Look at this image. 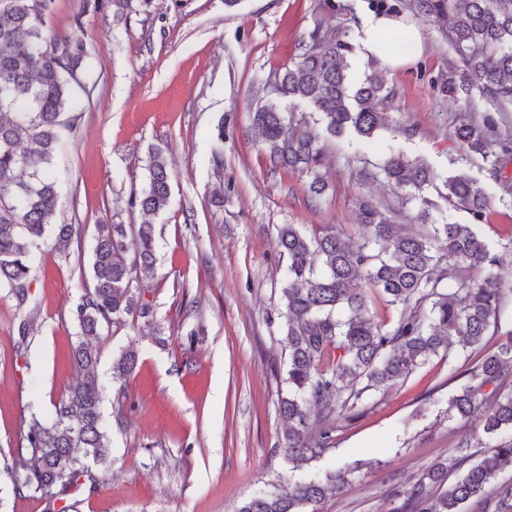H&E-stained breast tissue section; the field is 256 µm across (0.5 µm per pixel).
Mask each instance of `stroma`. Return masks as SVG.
<instances>
[{
    "label": "stroma",
    "mask_w": 512,
    "mask_h": 512,
    "mask_svg": "<svg viewBox=\"0 0 512 512\" xmlns=\"http://www.w3.org/2000/svg\"><path fill=\"white\" fill-rule=\"evenodd\" d=\"M371 13L369 0H239L232 8L224 0H122L103 10L55 0L50 31L77 35L87 47L75 89L81 118L58 159L54 217L79 234L65 254L42 245L29 305L16 308L0 288V459L21 443L31 413H50L76 378L70 311L90 279L97 225L141 222L128 199L145 186L153 153L165 157L171 186L167 208L153 219L158 263L138 283L151 316L127 315L93 341L101 413L112 424L110 463L103 484L66 497L68 512H236L259 488L291 475L277 409L288 393V353L276 229L334 224L354 232L360 197L396 203L383 181L357 185L359 160L379 162L391 146L441 176L477 178L492 201L480 231L512 269V202L449 137L460 118L490 105L437 93L432 81L455 53L436 26L410 12L402 17L421 32L423 53L383 74L397 92L392 116L414 136L325 137L327 187L316 200L304 174L269 171L252 124L266 78L293 64L317 22L356 44ZM132 341L138 366L113 380L112 361ZM498 342L452 349L355 402L335 423L333 448L300 468L325 475L356 465L318 512H391L396 495L433 463L489 455L482 433L458 448L465 427L449 419L447 402L465 369Z\"/></svg>",
    "instance_id": "stroma-1"
}]
</instances>
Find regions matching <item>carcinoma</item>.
<instances>
[{"mask_svg":"<svg viewBox=\"0 0 512 512\" xmlns=\"http://www.w3.org/2000/svg\"><path fill=\"white\" fill-rule=\"evenodd\" d=\"M54 0H0V288L17 306L30 299V273L40 242L69 249L72 224H52L60 205L57 155L63 131L78 119V84L83 43L51 34L47 17ZM377 12L412 15L436 25L459 61L434 80L443 95L476 91L492 104H512V0H370ZM355 47L348 36H328L318 23L308 33L293 66L265 82L267 99L253 123L264 145L269 170L296 169L309 177L311 197L326 188L321 134L350 130L372 138L390 125L387 108L396 91L372 69L354 84L348 57ZM304 104L310 112L282 110V102ZM451 137L481 158L489 176L498 178L512 161V130L504 120L470 114ZM382 176L400 191L398 206L417 208L415 224L393 223L391 208L369 198L358 203L354 236L334 224L307 234L295 224L278 228L277 243L287 262L281 293L285 304L283 341L288 348V396L278 402L287 423L282 451L293 467L332 447L336 419L356 401L406 379L430 357L457 343L482 345L489 334L502 337L496 349L473 365L464 384L448 399V417L469 422L480 416L483 432L497 439L491 455L471 465L453 483L448 474L464 459L434 463L424 471L393 512H461L470 500H483L503 471L512 472V328L500 325L503 304L512 293V274L502 271L479 228L491 201L477 180L464 174L440 178L419 159L400 151L358 171V180ZM170 198L165 159L150 158L146 186L129 205L143 215L161 213ZM471 217L468 224L436 222L441 203ZM157 262L155 226L99 224L92 254L91 282L84 287L73 317L78 342L73 350L77 381L53 403L52 415H32L25 444L14 449L13 464L0 468L21 495L49 494L60 500L89 480L99 482L90 465L109 461L112 425L104 421L103 385L98 354L90 338L118 323L134 309L146 316L136 296L140 270ZM376 292L399 309L391 327L370 315ZM134 344L112 364L115 379L134 373ZM364 382L359 389L354 384ZM320 416L311 417V410ZM347 471L288 479L270 491L245 499L237 512H316L338 494ZM497 512H512V483L496 488Z\"/></svg>","mask_w":512,"mask_h":512,"instance_id":"obj_1","label":"carcinoma"}]
</instances>
